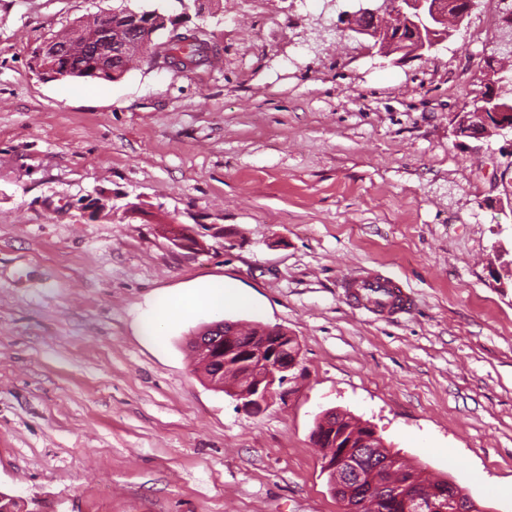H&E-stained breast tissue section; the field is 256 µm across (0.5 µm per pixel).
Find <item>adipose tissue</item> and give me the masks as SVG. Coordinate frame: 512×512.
Masks as SVG:
<instances>
[{"label": "adipose tissue", "instance_id": "ef3b65f1", "mask_svg": "<svg viewBox=\"0 0 512 512\" xmlns=\"http://www.w3.org/2000/svg\"><path fill=\"white\" fill-rule=\"evenodd\" d=\"M227 299L223 284L215 282L203 283L167 297L153 313L155 340H163L168 325L221 308Z\"/></svg>", "mask_w": 512, "mask_h": 512}]
</instances>
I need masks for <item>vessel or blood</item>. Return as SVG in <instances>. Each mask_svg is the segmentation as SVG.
Listing matches in <instances>:
<instances>
[{"mask_svg":"<svg viewBox=\"0 0 512 512\" xmlns=\"http://www.w3.org/2000/svg\"><path fill=\"white\" fill-rule=\"evenodd\" d=\"M343 288L358 309L378 317L410 314L415 309L413 297L403 283L382 273L361 271L345 280Z\"/></svg>","mask_w":512,"mask_h":512,"instance_id":"vessel-or-blood-1","label":"vessel or blood"}]
</instances>
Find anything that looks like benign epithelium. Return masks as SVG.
Wrapping results in <instances>:
<instances>
[{
  "label": "benign epithelium",
  "instance_id": "obj_1",
  "mask_svg": "<svg viewBox=\"0 0 512 512\" xmlns=\"http://www.w3.org/2000/svg\"><path fill=\"white\" fill-rule=\"evenodd\" d=\"M477 8V0H366L354 12H343L339 23L354 33L364 49L372 56L389 57L400 54L404 58L421 57L452 35L469 19ZM139 14L126 8L123 12L95 17V27L106 32V39L95 41L87 31L76 29L63 40L55 35L47 38L35 52V61L40 63L38 72L51 80L63 79L65 72L42 63L46 49L55 56L69 57L74 50L92 53L99 57L101 67L111 70L112 62L119 59L123 69L147 61L168 69L183 72L190 65L188 59L175 56L171 50L173 38L182 24L173 27L163 24L166 33L155 32L134 35L138 30ZM498 43L491 53L483 55L480 86L474 108L460 111L452 119L453 134L457 137L476 140L498 137L504 145L501 153L512 158V106L495 103L498 84L502 74L512 71V4L501 0L498 14ZM168 240L173 247L189 254L204 248L197 235L184 224L170 225ZM213 335L200 336L194 342V350L202 364L219 368V373L230 368L236 371L237 380L228 387V392L241 401V406L257 412L267 405L277 389L290 379V372L298 365L299 345L296 339L280 328L267 327L256 335L238 333V326L227 321L211 325ZM343 414L335 410L324 412L319 417L323 426L322 440L331 447L344 441L340 430ZM377 446V435L372 426H366L359 440L345 441V448L330 453L322 460L324 472L338 478V488L344 493L341 499L345 512H361L362 496L391 494L404 501L406 512H471L470 500L454 490L453 484L438 489L429 487L424 475L415 474L397 486L390 484L388 472L398 466V459L387 456L381 460L376 472L368 477L365 487L356 479L357 467L349 459L346 449Z\"/></svg>",
  "mask_w": 512,
  "mask_h": 512
}]
</instances>
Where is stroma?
<instances>
[{"mask_svg":"<svg viewBox=\"0 0 512 512\" xmlns=\"http://www.w3.org/2000/svg\"><path fill=\"white\" fill-rule=\"evenodd\" d=\"M125 7L203 27L219 64L32 69L45 37ZM357 7L0 0V492L22 512H343L311 439L328 409L512 512V171L499 140L469 149L451 125L497 0L410 60L337 29ZM101 190L115 208L93 220ZM172 221L224 236L188 254ZM363 268L416 311L351 307L342 283ZM201 282L229 303L155 342L153 306ZM222 320L296 338L285 400L253 413L209 381L190 343Z\"/></svg>","mask_w":512,"mask_h":512,"instance_id":"obj_1","label":"stroma"}]
</instances>
